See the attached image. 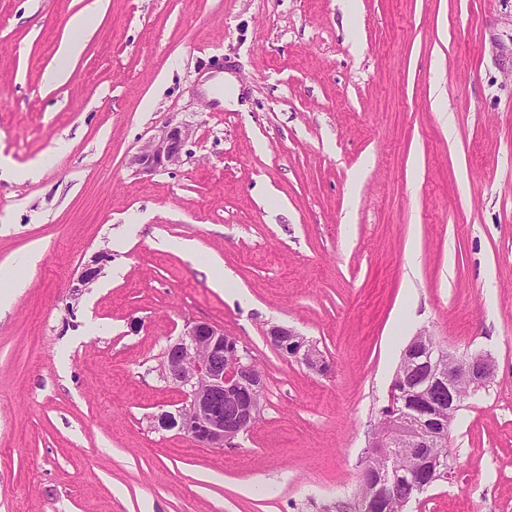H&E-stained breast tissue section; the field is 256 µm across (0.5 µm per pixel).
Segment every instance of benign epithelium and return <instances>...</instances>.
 Returning <instances> with one entry per match:
<instances>
[{"mask_svg": "<svg viewBox=\"0 0 512 512\" xmlns=\"http://www.w3.org/2000/svg\"><path fill=\"white\" fill-rule=\"evenodd\" d=\"M189 130L165 126L151 136L132 159L140 171L166 168L181 161ZM106 256L98 254L87 262L78 277V287L88 288L101 273ZM267 337L276 350L319 375L330 372L318 345L295 328L276 325ZM431 379L440 398L448 400V418L436 429L413 427L420 412L397 402L414 389L417 371ZM160 374L183 395L174 410H163L152 417L157 431H174L195 443L213 449L251 428L262 410L264 379L239 340L218 324L191 321L183 333L166 347ZM495 377V359L487 351L463 356L439 345L421 331L408 343L388 390V405L379 411L377 423L368 437L369 455L355 493V512H372L383 498L390 497L388 484L394 468L389 450L403 448V456L417 465L421 450L448 438L461 393H475L488 387ZM234 410L224 413V403Z\"/></svg>", "mask_w": 512, "mask_h": 512, "instance_id": "obj_1", "label": "benign epithelium"}]
</instances>
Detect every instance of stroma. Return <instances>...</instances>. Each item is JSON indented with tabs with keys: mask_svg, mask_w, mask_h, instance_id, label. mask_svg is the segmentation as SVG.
<instances>
[{
	"mask_svg": "<svg viewBox=\"0 0 512 512\" xmlns=\"http://www.w3.org/2000/svg\"><path fill=\"white\" fill-rule=\"evenodd\" d=\"M165 125L189 130L181 162L136 170ZM0 160V265L24 283L0 311V512H351L422 330L496 373L406 512H512V0H0ZM189 321L265 375L221 450L151 426ZM276 324L332 373L275 350ZM82 49L80 39L74 38L71 41L62 42L58 51L60 63L56 69L48 73L46 80L54 83L65 81L69 75V64L78 57ZM267 337L276 350L289 359L304 365L319 375L330 372V363L313 340L299 333L295 328L283 325L272 326Z\"/></svg>",
	"mask_w": 512,
	"mask_h": 512,
	"instance_id": "35a3bbf8",
	"label": "stroma"
}]
</instances>
